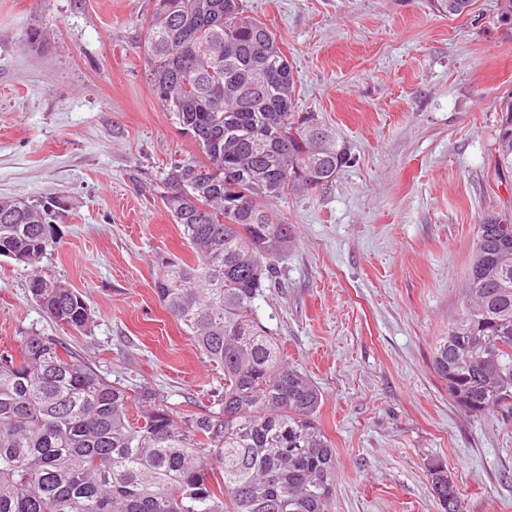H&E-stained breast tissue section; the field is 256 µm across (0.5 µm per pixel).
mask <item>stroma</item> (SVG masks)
<instances>
[{"instance_id": "35a3bbf8", "label": "stroma", "mask_w": 512, "mask_h": 512, "mask_svg": "<svg viewBox=\"0 0 512 512\" xmlns=\"http://www.w3.org/2000/svg\"><path fill=\"white\" fill-rule=\"evenodd\" d=\"M150 0H0V198L52 195L55 247L38 267L0 258V350L63 340L109 380L162 391L174 413L216 410L224 373L153 292L155 259H191L160 197L170 157L194 152L148 83L135 41ZM311 113L352 162L314 194L272 202L291 243L256 301L290 364L321 393L336 449L330 512H439L445 464L468 512H512V420L473 418L436 378V342L463 305L494 174L512 27L496 0L451 18L430 0H247ZM40 31L44 40L31 38ZM68 282L87 331L57 326L28 291Z\"/></svg>"}]
</instances>
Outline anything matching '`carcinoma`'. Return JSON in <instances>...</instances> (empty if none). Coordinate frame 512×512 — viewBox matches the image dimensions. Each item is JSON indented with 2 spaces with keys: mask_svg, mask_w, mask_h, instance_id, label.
<instances>
[{
  "mask_svg": "<svg viewBox=\"0 0 512 512\" xmlns=\"http://www.w3.org/2000/svg\"><path fill=\"white\" fill-rule=\"evenodd\" d=\"M137 45L153 94L196 151L167 163L162 199L193 257L161 256L154 293L224 371L219 411L178 417L160 391L135 393L63 341L27 336L0 352V512H327L336 452L318 388L256 314L277 278L288 225L267 203L312 193L351 164L317 117L294 118V76L275 34L243 0H151ZM450 17L473 0H434ZM494 173L512 181V96L499 102ZM59 200L0 198V257L34 266L57 244ZM28 291L63 329L92 321L82 295L34 274ZM461 313L431 367L464 413H512V203L485 214ZM440 512H468L448 469L428 465Z\"/></svg>",
  "mask_w": 512,
  "mask_h": 512,
  "instance_id": "1",
  "label": "carcinoma"
}]
</instances>
